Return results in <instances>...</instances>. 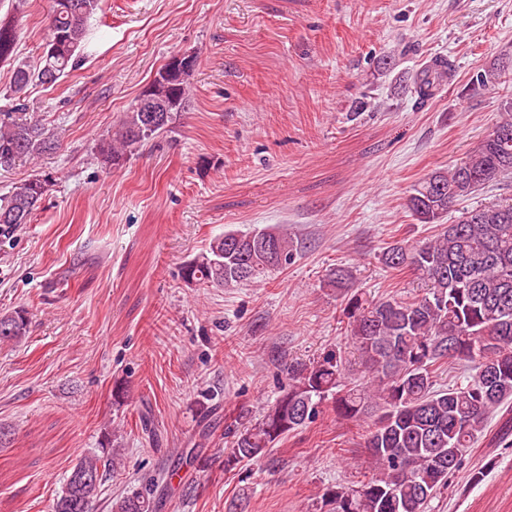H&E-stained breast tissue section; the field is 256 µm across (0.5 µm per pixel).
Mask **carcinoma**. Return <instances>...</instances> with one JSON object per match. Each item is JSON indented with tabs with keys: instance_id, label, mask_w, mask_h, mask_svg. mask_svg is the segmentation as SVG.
<instances>
[{
	"instance_id": "1",
	"label": "carcinoma",
	"mask_w": 512,
	"mask_h": 512,
	"mask_svg": "<svg viewBox=\"0 0 512 512\" xmlns=\"http://www.w3.org/2000/svg\"><path fill=\"white\" fill-rule=\"evenodd\" d=\"M55 0L43 53L31 67L14 71L13 111L0 117V167L33 158L55 146L54 135L39 119L27 115L21 93L32 82L55 84L76 67L78 52L89 34V20L100 0ZM25 0H11V13L0 19V63L14 59V15ZM454 65L434 59L410 82L422 100L433 98L451 81ZM493 74L478 72L464 88L474 94L489 87ZM156 106L165 121L152 128L139 104L125 113L119 128L99 144L103 161L121 165L142 142L169 131L189 99L186 79L168 72L157 82ZM462 161L428 174L410 194L408 209L421 224L440 230L416 245L396 243L381 255L391 270L410 269L423 281L424 292L411 300L364 304L349 299L350 337L362 370L347 381L341 352L326 354L308 365L288 367V388L263 418L235 435L224 466L268 456L280 437L314 422L324 401L333 399L336 415L358 421L379 411L364 448L373 473L356 488L337 486L322 495L326 512H425L448 486L489 420L512 406V202L481 204L453 224L441 219L455 203L486 184L512 175V102L503 117ZM49 185L34 175L0 195V248L13 246L18 231L31 223ZM298 244L288 233L261 229L227 231L214 236L182 268L188 282L215 288L259 283L275 270L295 262ZM328 283L351 288L348 270H329ZM22 310L0 315V342L26 335ZM443 361L473 364L474 374L446 389L435 387L430 367ZM114 462L104 455L81 457L67 476L53 512H92L93 502ZM159 481L135 488L116 501L115 512H161Z\"/></svg>"
}]
</instances>
